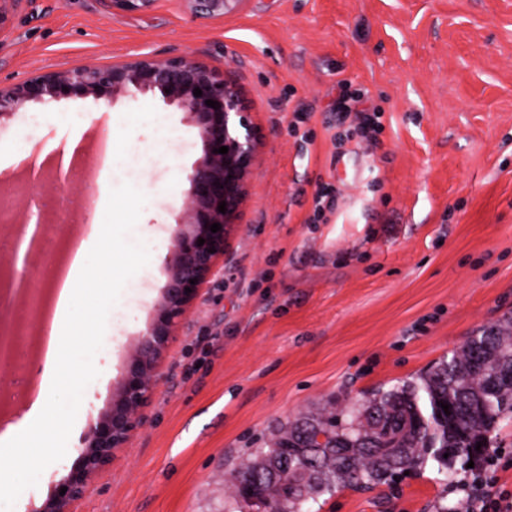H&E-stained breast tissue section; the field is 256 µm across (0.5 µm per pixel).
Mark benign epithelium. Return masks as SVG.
I'll return each instance as SVG.
<instances>
[{
	"label": "benign epithelium",
	"instance_id": "obj_1",
	"mask_svg": "<svg viewBox=\"0 0 512 512\" xmlns=\"http://www.w3.org/2000/svg\"><path fill=\"white\" fill-rule=\"evenodd\" d=\"M23 0H0V31L8 26ZM156 0H101L114 15L148 10ZM243 0H183L196 16L222 17L237 9ZM202 95L194 96V89ZM157 91L165 103L189 114L196 123L202 155L188 175L189 191L184 201V219L171 241L172 264L154 320L139 339V347L120 380L112 407L95 424L80 449V462L61 480L59 491L37 512H70L89 482L112 461L114 453L127 446L143 422V409L151 401L162 380L161 362L172 340L178 318L194 301L199 285L211 274L216 259L224 251V240L247 195V183L259 149L250 113L238 85L208 64L192 56L146 57L112 67L74 66L48 71L21 80L7 89L0 88V121L29 102L45 103L64 95L106 98L133 97ZM219 103L214 109L206 101ZM226 146L228 153L216 149ZM226 203V211L218 210ZM214 223L221 225L215 233ZM51 231L42 219L25 252L29 259L38 252L37 242ZM204 244H199V239ZM215 252H209V249ZM197 279L196 284L190 280ZM191 292H185V289ZM21 330L0 334L4 343L0 368L10 366Z\"/></svg>",
	"mask_w": 512,
	"mask_h": 512
}]
</instances>
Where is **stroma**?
<instances>
[{
	"label": "stroma",
	"mask_w": 512,
	"mask_h": 512,
	"mask_svg": "<svg viewBox=\"0 0 512 512\" xmlns=\"http://www.w3.org/2000/svg\"><path fill=\"white\" fill-rule=\"evenodd\" d=\"M176 55L241 88L260 139L250 191L174 328L143 426L71 512H249L228 482L284 425L416 376L512 318V0H243L221 18L193 16L181 0L123 15L99 0H23L0 33V86ZM343 89L382 112L376 143L337 122ZM85 118L122 146L97 198L125 182L147 197L128 239L151 260L109 312L66 457L12 512L54 494L111 407L156 316L202 154L189 115L156 92L26 104L0 122V166L27 147L46 153L28 192L49 218L81 197L79 180L54 181L52 149ZM320 185L337 203L315 224ZM471 488L464 472L444 488L430 466L393 488L339 491L320 512H463Z\"/></svg>",
	"instance_id": "obj_1"
}]
</instances>
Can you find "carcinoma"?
I'll list each match as a JSON object with an SVG mask.
<instances>
[{
	"label": "carcinoma",
	"mask_w": 512,
	"mask_h": 512,
	"mask_svg": "<svg viewBox=\"0 0 512 512\" xmlns=\"http://www.w3.org/2000/svg\"><path fill=\"white\" fill-rule=\"evenodd\" d=\"M510 418L511 318L481 328L412 379L303 416L273 437L264 464L241 468L233 487L239 499H256L267 512H311L323 496L389 485L429 464L452 484L468 462L490 457ZM283 457L286 495L268 479Z\"/></svg>",
	"instance_id": "1"
}]
</instances>
